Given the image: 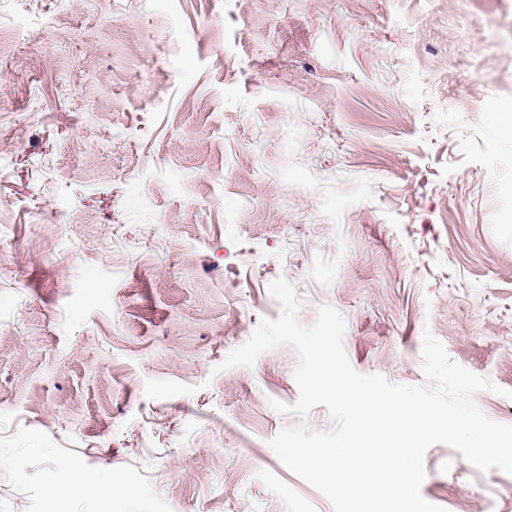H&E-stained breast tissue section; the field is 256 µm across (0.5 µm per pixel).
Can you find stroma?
Masks as SVG:
<instances>
[{"instance_id": "1", "label": "stroma", "mask_w": 512, "mask_h": 512, "mask_svg": "<svg viewBox=\"0 0 512 512\" xmlns=\"http://www.w3.org/2000/svg\"><path fill=\"white\" fill-rule=\"evenodd\" d=\"M0 30V512H332L269 445L295 350L220 368L280 277L357 372L422 384L432 332L512 425V0H0ZM425 467L446 512H512V475Z\"/></svg>"}]
</instances>
